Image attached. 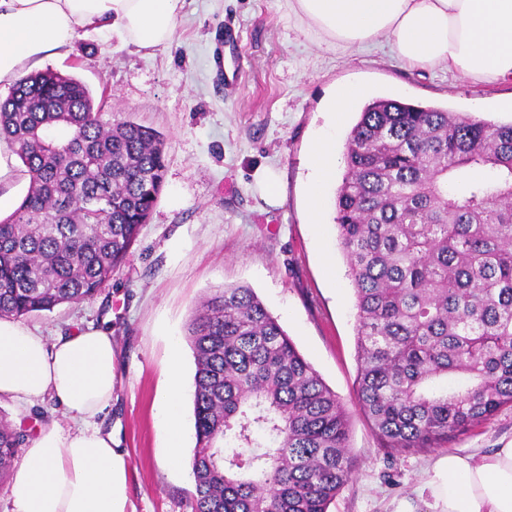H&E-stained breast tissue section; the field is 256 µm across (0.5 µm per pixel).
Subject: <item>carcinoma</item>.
I'll list each match as a JSON object with an SVG mask.
<instances>
[{
  "instance_id": "cac0c4a2",
  "label": "carcinoma",
  "mask_w": 512,
  "mask_h": 512,
  "mask_svg": "<svg viewBox=\"0 0 512 512\" xmlns=\"http://www.w3.org/2000/svg\"><path fill=\"white\" fill-rule=\"evenodd\" d=\"M27 193L0 219V317L93 298L164 185L165 141L58 72L0 98ZM334 221L356 299V400L382 447L431 448L512 407V122L379 98L344 152ZM191 512H328L356 457L336 393L247 286L204 296ZM27 434L0 419V483Z\"/></svg>"
}]
</instances>
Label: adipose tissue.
Masks as SVG:
<instances>
[{
	"label": "adipose tissue",
	"mask_w": 512,
	"mask_h": 512,
	"mask_svg": "<svg viewBox=\"0 0 512 512\" xmlns=\"http://www.w3.org/2000/svg\"><path fill=\"white\" fill-rule=\"evenodd\" d=\"M181 0H0V85L13 84L79 31L107 24L142 50L167 47ZM308 27L344 49L387 39L414 67L444 65L493 83L512 80V0H291ZM332 132L309 158L313 223L321 187L336 176ZM116 354L111 332L89 328L44 336L0 318V399H56L70 421L39 430L9 487L12 512H126L127 471L112 430L97 417L112 404ZM160 405L167 464L180 460L181 368L171 355ZM435 512H512V445L481 459L448 454L428 483Z\"/></svg>",
	"instance_id": "adipose-tissue-1"
}]
</instances>
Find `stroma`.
I'll use <instances>...</instances> for the list:
<instances>
[{
	"label": "stroma",
	"mask_w": 512,
	"mask_h": 512,
	"mask_svg": "<svg viewBox=\"0 0 512 512\" xmlns=\"http://www.w3.org/2000/svg\"><path fill=\"white\" fill-rule=\"evenodd\" d=\"M228 23L242 48L243 80L234 88L222 77ZM38 68L79 79L101 112L165 138L164 187L127 262L94 298L22 321L50 339L111 328L115 388L103 418L126 461L129 512H190L195 361L187 324L199 299L224 286L253 288L345 405L358 463L329 512H432V499L416 488L439 458L512 443L506 406L435 448L382 447L355 399V296L334 222L338 186L325 192L323 222L312 223L306 165L326 127L323 102L341 85H361L367 102L385 97L452 112L471 111L481 98L483 119L508 122L511 81L485 84L442 65L412 68L384 42L359 51L328 45L294 18L288 0H183L167 48L146 53L97 27L52 50ZM266 176L278 185L276 200L265 194ZM174 338L188 434L181 463L170 467L157 405ZM0 419L32 433L67 423L49 396L1 400Z\"/></svg>",
	"instance_id": "obj_1"
}]
</instances>
